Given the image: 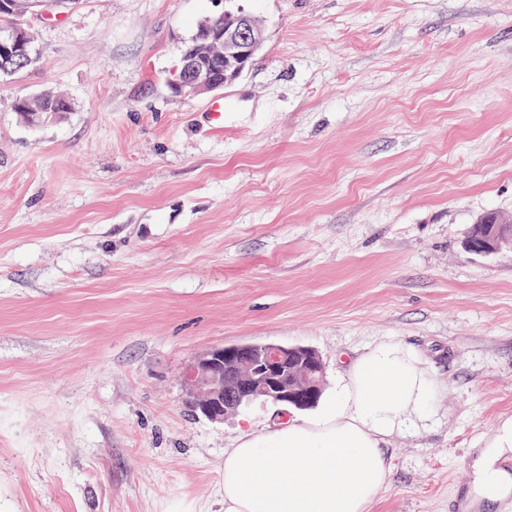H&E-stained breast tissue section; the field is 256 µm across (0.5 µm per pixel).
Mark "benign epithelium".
Instances as JSON below:
<instances>
[{"mask_svg": "<svg viewBox=\"0 0 512 512\" xmlns=\"http://www.w3.org/2000/svg\"><path fill=\"white\" fill-rule=\"evenodd\" d=\"M205 47L184 53L175 87L188 97L221 89L251 66L259 45L254 17L238 8L231 22L203 30ZM490 227L487 235L466 242L473 253H492L503 245L512 247V226L494 214L479 220ZM323 366L310 348L278 343L233 344L210 349L196 357L183 374V388L190 410L213 423L257 401L262 405L304 410L322 393L316 372Z\"/></svg>", "mask_w": 512, "mask_h": 512, "instance_id": "obj_1", "label": "benign epithelium"}]
</instances>
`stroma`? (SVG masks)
<instances>
[{
    "instance_id": "35a3bbf8",
    "label": "stroma",
    "mask_w": 512,
    "mask_h": 512,
    "mask_svg": "<svg viewBox=\"0 0 512 512\" xmlns=\"http://www.w3.org/2000/svg\"><path fill=\"white\" fill-rule=\"evenodd\" d=\"M245 7L251 68L190 98L197 23ZM0 80V512H224V452L182 374L230 344L305 345L325 389L394 339L437 411L386 442L370 512H448L512 416V0H80L27 15ZM59 91L37 127L15 99ZM224 104L213 127L208 105ZM26 14L27 13L14 14V13H9V12H4V11L1 12V10H0V30L3 27L6 29H9L12 25L21 26L23 34H24V38L26 41V48H27L28 57H29L22 66L18 65V63L21 62L22 60H18L13 63H3L2 62V50L0 49V78L1 77H9V76L16 74L17 72L30 66L33 63V61L36 59L37 54H36L35 46H34L32 38L29 34L32 42L30 41V38L26 31V27H25L26 25L24 24V20H23L24 16ZM477 224H484L486 227H492L487 235L482 238L473 239L466 242V247L473 253L488 254L492 253L502 245L512 247V226H504L506 223L502 222L494 214H489L482 217ZM473 224L469 236L473 233L482 234L485 232L486 227H477ZM468 236V237H469Z\"/></svg>"
}]
</instances>
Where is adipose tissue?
Segmentation results:
<instances>
[{
  "instance_id": "1",
  "label": "adipose tissue",
  "mask_w": 512,
  "mask_h": 512,
  "mask_svg": "<svg viewBox=\"0 0 512 512\" xmlns=\"http://www.w3.org/2000/svg\"><path fill=\"white\" fill-rule=\"evenodd\" d=\"M437 385L418 356L387 339L346 361L321 408L276 429L245 427L224 454V512H369L389 476L384 445L433 410ZM512 453V418L474 460L470 507L512 492L500 466Z\"/></svg>"
}]
</instances>
